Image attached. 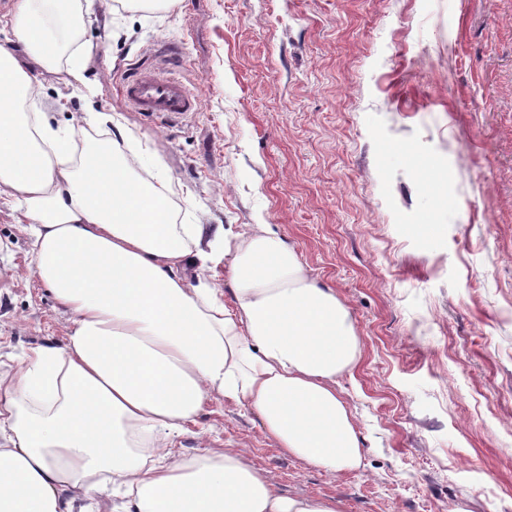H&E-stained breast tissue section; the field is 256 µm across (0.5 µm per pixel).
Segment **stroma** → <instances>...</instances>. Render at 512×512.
Wrapping results in <instances>:
<instances>
[{
	"mask_svg": "<svg viewBox=\"0 0 512 512\" xmlns=\"http://www.w3.org/2000/svg\"><path fill=\"white\" fill-rule=\"evenodd\" d=\"M21 62L31 111L126 124L188 223L270 225L362 338L336 378L360 468L288 455L218 396L173 435L177 457L242 448L284 495L343 512H512V0H88L55 69ZM142 66L196 111L135 112L120 87ZM30 249L1 207L2 377L72 326Z\"/></svg>",
	"mask_w": 512,
	"mask_h": 512,
	"instance_id": "stroma-1",
	"label": "stroma"
}]
</instances>
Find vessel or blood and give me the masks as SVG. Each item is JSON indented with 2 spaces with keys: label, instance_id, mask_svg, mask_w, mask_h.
<instances>
[{
  "label": "vessel or blood",
  "instance_id": "1",
  "mask_svg": "<svg viewBox=\"0 0 512 512\" xmlns=\"http://www.w3.org/2000/svg\"><path fill=\"white\" fill-rule=\"evenodd\" d=\"M121 93L149 117L176 118L196 106L195 95L183 83L152 68L137 69L123 83Z\"/></svg>",
  "mask_w": 512,
  "mask_h": 512
}]
</instances>
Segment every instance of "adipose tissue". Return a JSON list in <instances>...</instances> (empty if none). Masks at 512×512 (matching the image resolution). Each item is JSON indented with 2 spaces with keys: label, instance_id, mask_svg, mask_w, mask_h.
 I'll return each instance as SVG.
<instances>
[{
  "label": "adipose tissue",
  "instance_id": "1",
  "mask_svg": "<svg viewBox=\"0 0 512 512\" xmlns=\"http://www.w3.org/2000/svg\"><path fill=\"white\" fill-rule=\"evenodd\" d=\"M78 0H17L19 49L0 45V206L27 225L34 272L73 315L64 347L34 350L0 380V512H71L67 486L122 487L123 512H338L282 495L241 452L167 464L173 431L212 396L254 411L287 454L329 470L362 464L358 427L336 393L360 360L351 312L268 225L176 224L165 179L149 181L115 125L79 156L44 113L17 53L55 67ZM227 262L231 299L187 267Z\"/></svg>",
  "mask_w": 512,
  "mask_h": 512
}]
</instances>
